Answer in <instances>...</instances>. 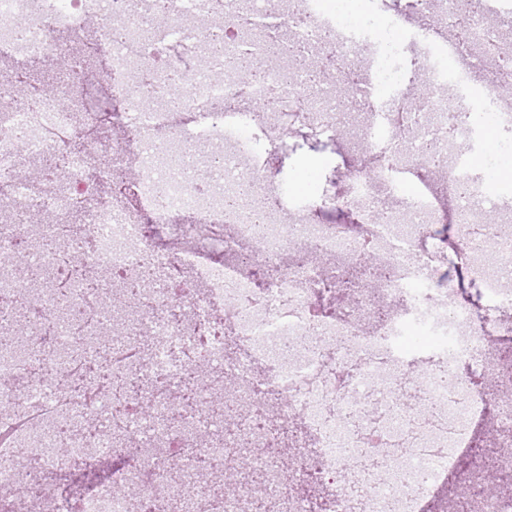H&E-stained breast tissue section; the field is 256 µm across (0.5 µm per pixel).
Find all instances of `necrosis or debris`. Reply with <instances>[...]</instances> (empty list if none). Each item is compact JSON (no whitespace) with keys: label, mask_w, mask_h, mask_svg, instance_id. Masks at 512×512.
I'll return each mask as SVG.
<instances>
[{"label":"necrosis or debris","mask_w":512,"mask_h":512,"mask_svg":"<svg viewBox=\"0 0 512 512\" xmlns=\"http://www.w3.org/2000/svg\"><path fill=\"white\" fill-rule=\"evenodd\" d=\"M383 3L363 0L359 23L298 0L289 22L301 55L338 62L344 112L273 60L260 79L230 77L226 57L263 54L273 0H0V204L52 217L0 225V512L47 496L51 512H258L251 486L200 482L205 466L249 471L283 512H427L436 480L477 459L479 376L457 366L484 357L488 334L512 336V233L481 221L512 183L487 191L478 89L512 68L487 69L500 35L480 16L460 41ZM91 20L75 52L60 33ZM100 55L109 116L82 107ZM48 59L64 63L49 90L33 75ZM422 71L433 88L415 111ZM358 110L372 163L348 176L354 231L282 225L274 189L257 194L263 213L226 206L260 178L238 148L220 168L188 164L230 128L327 134ZM428 144L457 148L450 257L426 232L448 215L393 175ZM240 247L246 261L227 260ZM446 260L473 268L485 311L437 287ZM413 332L430 344L405 347ZM107 458L104 484L58 480Z\"/></svg>","instance_id":"1"}]
</instances>
